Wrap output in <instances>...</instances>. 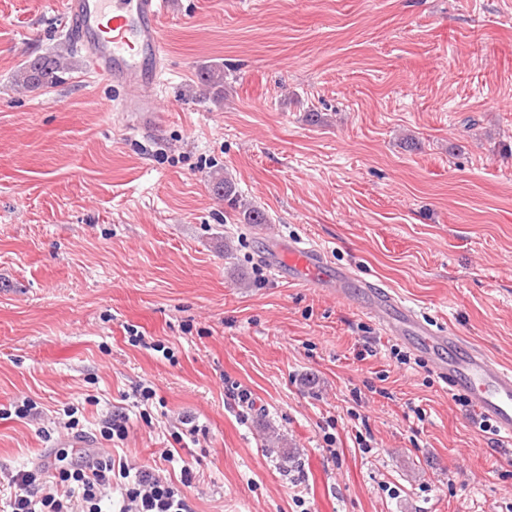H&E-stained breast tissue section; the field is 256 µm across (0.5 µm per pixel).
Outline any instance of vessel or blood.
I'll list each match as a JSON object with an SVG mask.
<instances>
[{"instance_id": "b4317fda", "label": "vessel or blood", "mask_w": 512, "mask_h": 512, "mask_svg": "<svg viewBox=\"0 0 512 512\" xmlns=\"http://www.w3.org/2000/svg\"><path fill=\"white\" fill-rule=\"evenodd\" d=\"M162 0H64L69 31L89 69L125 90L104 104L124 113L133 126L156 122L158 86L166 58L160 27ZM268 263L280 278L327 290L346 300L360 294L364 311L386 334L417 346L449 386L466 392L494 425L501 447L512 446V367L494 363L456 329L435 332L396 294L359 280L347 267L331 264L323 251L298 241L268 244Z\"/></svg>"}]
</instances>
